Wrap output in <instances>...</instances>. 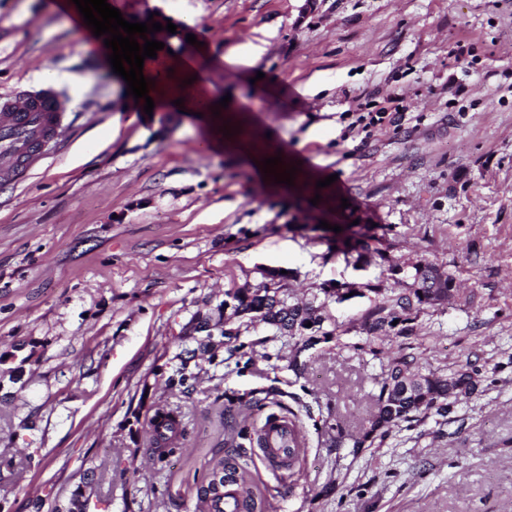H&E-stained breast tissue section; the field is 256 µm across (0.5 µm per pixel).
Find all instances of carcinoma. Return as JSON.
I'll return each mask as SVG.
<instances>
[{"label": "carcinoma", "instance_id": "obj_1", "mask_svg": "<svg viewBox=\"0 0 512 512\" xmlns=\"http://www.w3.org/2000/svg\"><path fill=\"white\" fill-rule=\"evenodd\" d=\"M352 250L361 255L375 254L381 260H387L383 238L374 234H360ZM404 277L412 280V283L376 306L366 318L364 330L367 337L380 339L388 336L394 328L392 322L414 320L425 307L438 304L448 296V291L456 283L452 273H442L435 264L428 261L412 265ZM224 297L231 303V307L224 319L221 336L229 341L238 339L242 331L250 327L264 325L274 329L277 336L298 339L304 351L311 346L312 341L307 331L319 330L324 322L319 307L311 302L294 299L273 278L256 286L245 284L228 290ZM309 322L312 323L310 327L307 326ZM195 379L187 361L182 359L168 377L167 386L187 390ZM376 383L380 388L378 409L362 438L353 442L355 452L363 447L367 439L382 435L385 428L412 421L417 413L432 411L443 419L448 418L459 398H469L479 392L481 380L479 370L470 362L447 374H437L422 372L413 360L395 357L389 360L387 370L376 378ZM149 430L153 461L162 463L177 451L174 441L182 434L180 415L171 409L157 407L150 417ZM221 473L226 478L235 477V469L232 467L227 470L213 468L209 471L210 480L200 489L208 509L223 494L212 480V477Z\"/></svg>", "mask_w": 512, "mask_h": 512}]
</instances>
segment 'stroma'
Instances as JSON below:
<instances>
[{"instance_id": "35a3bbf8", "label": "stroma", "mask_w": 512, "mask_h": 512, "mask_svg": "<svg viewBox=\"0 0 512 512\" xmlns=\"http://www.w3.org/2000/svg\"><path fill=\"white\" fill-rule=\"evenodd\" d=\"M47 2L0 0V93L51 84L72 105L60 149L0 180V353L24 361L18 381L0 364V512L35 497L53 512L79 487L99 512H195L208 465L271 415L300 437L289 467L247 451L273 512H512V0H114L125 20L175 25L161 59L195 60L269 131L298 193L260 191L188 114H145L73 0ZM370 229L388 261L336 249ZM420 260L453 273L458 296L367 342V312L398 286L389 264ZM270 271L305 301L356 291L326 303L303 374L284 367L292 342L261 327L193 391L168 389L192 314ZM400 356L444 374L476 361L481 391L450 421L421 413L352 451ZM156 403L183 437L154 466Z\"/></svg>"}]
</instances>
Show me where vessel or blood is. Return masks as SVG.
Listing matches in <instances>:
<instances>
[{"label": "vessel or blood", "mask_w": 512, "mask_h": 512, "mask_svg": "<svg viewBox=\"0 0 512 512\" xmlns=\"http://www.w3.org/2000/svg\"><path fill=\"white\" fill-rule=\"evenodd\" d=\"M70 109L69 99L50 84L0 94V176L24 181L31 169L59 144L64 116ZM287 442L286 423L265 427L263 452L269 459H280Z\"/></svg>", "instance_id": "b4317fda"}]
</instances>
